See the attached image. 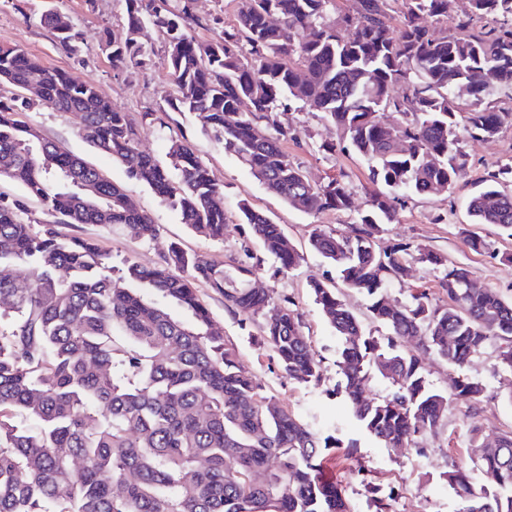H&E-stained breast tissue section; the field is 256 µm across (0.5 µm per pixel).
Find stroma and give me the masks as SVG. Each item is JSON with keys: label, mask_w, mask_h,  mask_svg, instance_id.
Masks as SVG:
<instances>
[{"label": "stroma", "mask_w": 512, "mask_h": 512, "mask_svg": "<svg viewBox=\"0 0 512 512\" xmlns=\"http://www.w3.org/2000/svg\"><path fill=\"white\" fill-rule=\"evenodd\" d=\"M55 9L71 18L82 36L78 50L62 46L44 25L42 14ZM126 24L124 0H0V44L16 45L44 66L63 70L78 82L94 84L121 111L139 117L156 113L154 124L140 128V147L159 160H166L169 137H184L225 184L224 210L228 224L224 238L211 241L197 236L183 224L177 211L162 203L142 183L127 178L123 168L108 155L91 148L79 135V121L71 114L57 112L31 93L0 84V99L18 100L20 120L37 126L42 133L65 150L80 155L101 169L112 181L122 185L141 209L148 212L157 226L154 238H131L121 226L102 224H66L59 214L48 211L33 197H25L17 184L0 179V196L24 198L25 222L42 228L59 225L63 234L96 240L112 254L115 267L135 261L144 266L159 262L171 243L209 255L230 266L244 260L246 252H258L247 225L241 224L238 202L248 199L273 221L282 224L297 245L302 259L295 270L279 272L273 261H266L255 285L270 294L293 298L309 334L312 353L320 367L319 385H300L284 378L271 351L259 347L237 319L224 307L223 297L205 283H198L197 294L224 334L234 342L243 367L254 372L267 392L288 406L297 418L312 430L333 433L340 446L323 461V471L341 487L350 499L353 512H371L365 482H372L382 493L393 496V512H462L463 503L448 486L443 473L457 464L469 469L472 478L480 473L468 453L472 431H479L484 441H496L512 432V403L504 398L512 383L498 364V345L490 343L474 356L462 373L481 382L486 393L478 408L451 401L448 423L429 438L424 451L415 448H386L366 436L349 415V407L339 390L342 376L338 367L342 342L323 316L308 288L313 280L338 282L335 267L310 250L309 234L314 226L337 232L347 231L353 213L326 211L308 214L285 204L270 193L235 156L226 153L222 143L202 127L195 113L172 110L168 102L176 94L167 62V45L153 28H145L141 41L151 61L140 67L129 65L113 69L112 60L102 49L103 40L123 34ZM282 126L294 129L297 137L288 141L289 156L305 170L314 183L326 182L338 172L349 175L355 205H363L373 185L365 161L355 153L336 147L326 152L322 141L333 142L320 113L288 111L279 114ZM461 146L469 168L451 196H414L398 211L395 222L383 225L380 245L411 243L447 255L452 262L467 267L474 283L481 288L498 290L512 298V263L502 261L503 253H512V236L498 226H478L480 235L495 241L498 255L474 252L461 227L467 223L466 201L477 183L498 165L512 163V128L494 138L463 137ZM439 272L420 265H409L402 281L389 287L391 298L403 302L412 290L424 289L434 303L448 299L439 287ZM424 374L437 390L452 393L453 383L461 373L432 353L421 358Z\"/></svg>", "instance_id": "35a3bbf8"}]
</instances>
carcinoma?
Instances as JSON below:
<instances>
[{
	"mask_svg": "<svg viewBox=\"0 0 512 512\" xmlns=\"http://www.w3.org/2000/svg\"><path fill=\"white\" fill-rule=\"evenodd\" d=\"M124 36L105 44L112 66H143L139 35L153 26L168 44L178 97L224 151L287 205L306 213L346 212L353 191L345 175L313 185L284 148L288 129L277 114L298 105L319 112L339 139L369 164L377 189L346 233L319 226L309 247L338 269L344 285L369 297L381 338L363 330L335 285H309L342 341L343 392L368 436L388 448L423 450L448 418V396L423 374L433 352L461 369L492 339L512 377V300L469 288L470 271L442 254L408 243L382 246L399 198L445 195L466 174L460 131L494 137L512 126V0H360L355 14L328 19L335 0H236L233 24L213 42L186 30L194 0H125ZM399 34L392 35L391 12ZM277 15L279 23L268 21ZM451 19L459 36H436L419 22ZM44 23L60 44L76 49L70 18L48 10ZM403 82L408 93L392 97ZM0 82L38 88L58 112L81 113L80 135L108 154L127 176L176 210L182 223L210 240L224 239V183L193 148L169 141L164 165L139 147L137 122L90 83L43 66L16 45L0 44ZM398 112L403 120H382ZM0 100V178L18 184L68 224L119 225L135 239L156 225L118 184L79 155L62 150L15 118ZM467 212L473 224L512 231V164L482 180ZM19 200L0 199V512H351L342 489L319 476L339 447L319 435L239 362L238 347L200 301L196 282L224 297V307L258 326L281 373L298 384L320 383L294 301L250 287L265 258L294 269L300 253L281 225L246 200L238 210L262 255L228 270L207 255L170 246L154 266L127 264L112 275V255L96 241L36 230L20 217ZM473 250L496 254L494 242L463 228ZM413 260L443 270L448 304L425 290L392 301L388 284ZM22 265L27 277L13 275ZM189 311L174 318L163 301ZM275 320L257 321L267 308ZM417 339L412 351L400 343ZM391 386L381 399L364 392L373 374ZM485 387L457 377L454 399L474 408ZM471 454L481 482L459 469L443 477L465 502L463 512H512V432L493 444L473 430Z\"/></svg>",
	"mask_w": 512,
	"mask_h": 512,
	"instance_id": "cac0c4a2",
	"label": "carcinoma"
}]
</instances>
